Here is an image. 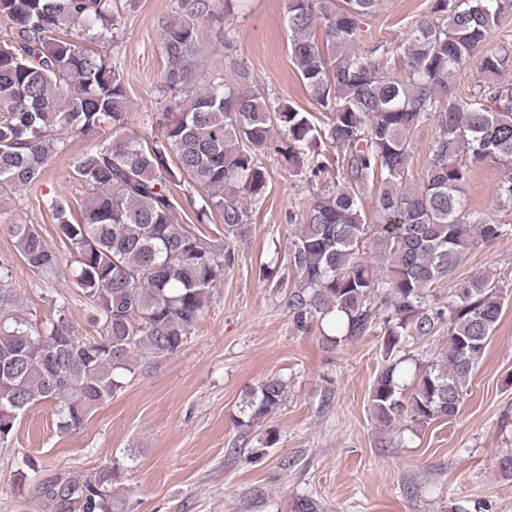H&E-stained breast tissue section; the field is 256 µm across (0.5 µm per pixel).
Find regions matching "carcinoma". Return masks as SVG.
Segmentation results:
<instances>
[{
  "label": "carcinoma",
  "instance_id": "obj_1",
  "mask_svg": "<svg viewBox=\"0 0 512 512\" xmlns=\"http://www.w3.org/2000/svg\"><path fill=\"white\" fill-rule=\"evenodd\" d=\"M245 0H171L159 25L168 66L165 111L147 136L130 120L123 72L90 47L115 43L127 5L118 0H0V220L12 196L32 189L67 132L93 141L75 157L74 180L85 189L79 211L56 196L39 205L70 245L68 270L96 335L74 334L58 305L38 324L22 313L0 320V409L20 416L49 403L56 427H82L126 379L176 355L202 318L212 288L235 264L231 244L248 236L250 212L269 183L265 157L275 152L288 172L315 179L332 170L336 185L302 213L288 244L296 281L285 305L303 328L317 321L325 340L383 330L384 365L371 403L376 419L418 425L456 417L471 378L503 312L505 297L483 273L457 271L481 243L512 239V223L491 220L465 204L470 174L482 163L512 166V34L504 28L512 0H431L399 40L364 51L362 21L379 0H286L289 51L309 97L327 116L305 112L260 90L224 39V67L200 77V25L218 26ZM502 34L494 51L487 40ZM474 60L479 76L461 98L448 78ZM435 121L437 136L422 177L409 171L415 133ZM283 140L271 144L273 129ZM333 149L327 159L323 148ZM199 200V223L216 213L220 246L177 215L174 188ZM376 194L373 215L362 204ZM496 206L512 210V172L498 186ZM19 261L49 280L62 259L39 225L4 222ZM383 263L367 256V244ZM11 270L0 265V304L15 302ZM452 303L433 307L439 285ZM448 318L440 359L413 379L409 396L396 357L410 336L422 338ZM287 385L274 375L242 400L239 426L275 414ZM130 467L105 464L90 474L42 487L55 512H126L114 493Z\"/></svg>",
  "mask_w": 512,
  "mask_h": 512
}]
</instances>
